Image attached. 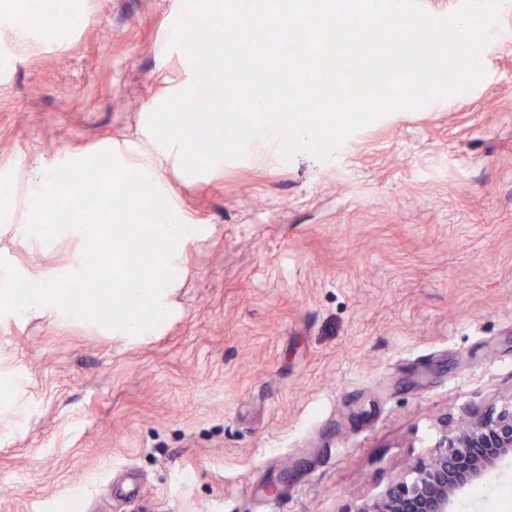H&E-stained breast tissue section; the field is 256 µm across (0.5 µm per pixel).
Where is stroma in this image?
<instances>
[{"label":"stroma","instance_id":"35a3bbf8","mask_svg":"<svg viewBox=\"0 0 512 512\" xmlns=\"http://www.w3.org/2000/svg\"><path fill=\"white\" fill-rule=\"evenodd\" d=\"M79 25L0 27V174L150 150L192 70L183 0H78ZM470 91L377 117L321 161L247 154L165 199L204 232L152 336L0 317V512H357L427 459L441 420L512 396V0ZM81 240L0 235L18 273Z\"/></svg>","mask_w":512,"mask_h":512}]
</instances>
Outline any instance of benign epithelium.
<instances>
[{
	"label": "benign epithelium",
	"instance_id": "obj_1",
	"mask_svg": "<svg viewBox=\"0 0 512 512\" xmlns=\"http://www.w3.org/2000/svg\"><path fill=\"white\" fill-rule=\"evenodd\" d=\"M508 466L512 467V399L488 405L451 433L443 423L429 457L357 512H457L471 488Z\"/></svg>",
	"mask_w": 512,
	"mask_h": 512
}]
</instances>
